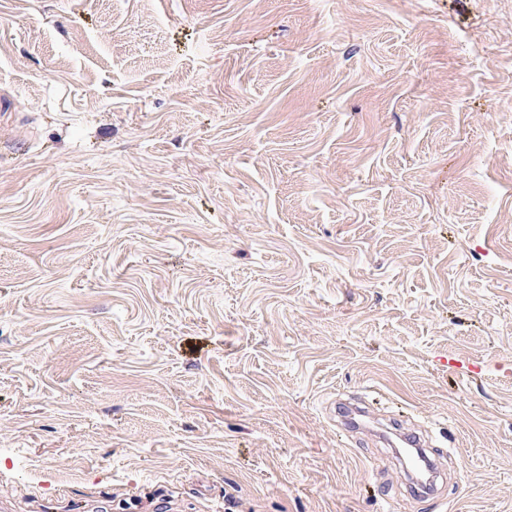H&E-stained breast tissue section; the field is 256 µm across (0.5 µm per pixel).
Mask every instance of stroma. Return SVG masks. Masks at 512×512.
<instances>
[{
	"label": "stroma",
	"instance_id": "obj_1",
	"mask_svg": "<svg viewBox=\"0 0 512 512\" xmlns=\"http://www.w3.org/2000/svg\"><path fill=\"white\" fill-rule=\"evenodd\" d=\"M1 97L0 497L512 512V0H0Z\"/></svg>",
	"mask_w": 512,
	"mask_h": 512
}]
</instances>
